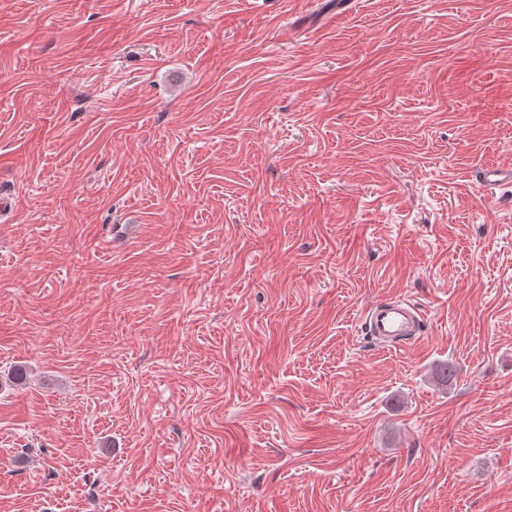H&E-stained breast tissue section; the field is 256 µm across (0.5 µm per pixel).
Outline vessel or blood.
<instances>
[{
	"label": "vessel or blood",
	"mask_w": 512,
	"mask_h": 512,
	"mask_svg": "<svg viewBox=\"0 0 512 512\" xmlns=\"http://www.w3.org/2000/svg\"><path fill=\"white\" fill-rule=\"evenodd\" d=\"M361 318L366 335L392 346L406 337L420 335L424 325L420 311L400 297L367 306Z\"/></svg>",
	"instance_id": "vessel-or-blood-1"
}]
</instances>
